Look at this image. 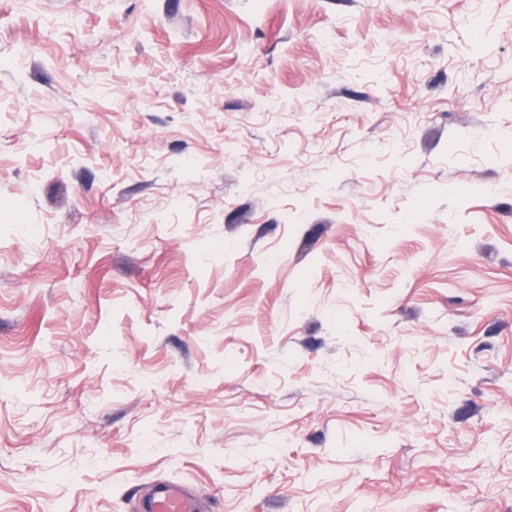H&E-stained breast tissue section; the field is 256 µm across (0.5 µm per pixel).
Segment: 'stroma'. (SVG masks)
I'll return each instance as SVG.
<instances>
[{
  "instance_id": "stroma-1",
  "label": "stroma",
  "mask_w": 512,
  "mask_h": 512,
  "mask_svg": "<svg viewBox=\"0 0 512 512\" xmlns=\"http://www.w3.org/2000/svg\"><path fill=\"white\" fill-rule=\"evenodd\" d=\"M512 512V0H0V512ZM139 512H209L203 501L190 487L156 482L142 495Z\"/></svg>"
}]
</instances>
